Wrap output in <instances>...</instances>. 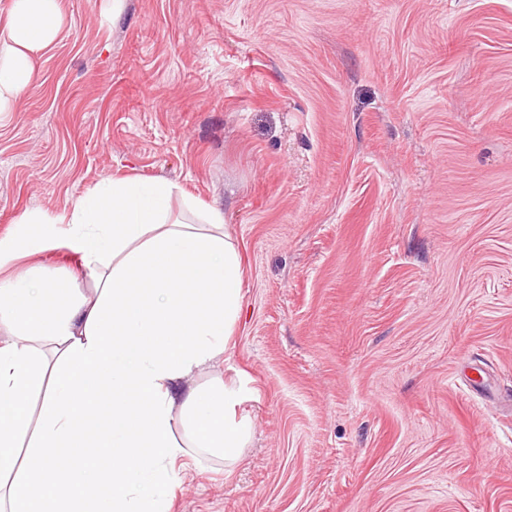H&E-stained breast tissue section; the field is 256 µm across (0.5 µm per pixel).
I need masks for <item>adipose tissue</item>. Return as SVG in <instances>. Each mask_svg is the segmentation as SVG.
I'll use <instances>...</instances> for the list:
<instances>
[{
    "mask_svg": "<svg viewBox=\"0 0 512 512\" xmlns=\"http://www.w3.org/2000/svg\"><path fill=\"white\" fill-rule=\"evenodd\" d=\"M60 26L58 0H12L0 113ZM178 191L108 179L69 215L30 211L0 236V512H171L189 449L240 462L253 424L217 370L243 255L219 208L188 197L189 220L173 218Z\"/></svg>",
    "mask_w": 512,
    "mask_h": 512,
    "instance_id": "adipose-tissue-1",
    "label": "adipose tissue"
}]
</instances>
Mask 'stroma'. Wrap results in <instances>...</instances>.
I'll return each instance as SVG.
<instances>
[{
    "label": "stroma",
    "instance_id": "1",
    "mask_svg": "<svg viewBox=\"0 0 512 512\" xmlns=\"http://www.w3.org/2000/svg\"><path fill=\"white\" fill-rule=\"evenodd\" d=\"M0 234L113 176L220 207L254 439L172 512H512V0H59Z\"/></svg>",
    "mask_w": 512,
    "mask_h": 512
}]
</instances>
